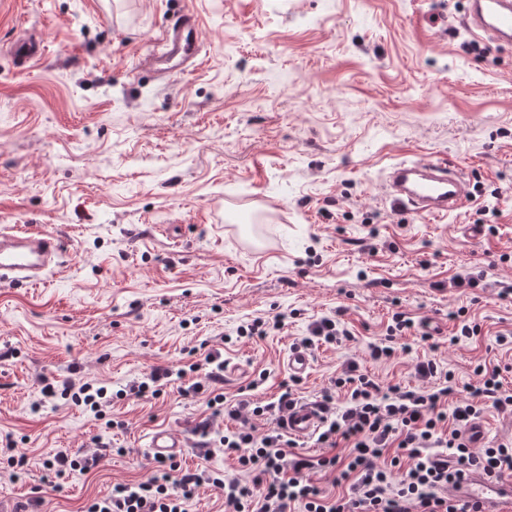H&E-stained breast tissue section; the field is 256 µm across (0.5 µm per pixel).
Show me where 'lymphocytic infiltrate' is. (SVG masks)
Returning a JSON list of instances; mask_svg holds the SVG:
<instances>
[{
  "label": "lymphocytic infiltrate",
  "mask_w": 512,
  "mask_h": 512,
  "mask_svg": "<svg viewBox=\"0 0 512 512\" xmlns=\"http://www.w3.org/2000/svg\"><path fill=\"white\" fill-rule=\"evenodd\" d=\"M204 381L187 386V393L208 390L209 403L222 407L234 426L213 433L210 421L199 422L195 433L206 454L217 449L234 452L251 483L207 470H182L137 484H119L110 495L94 501L87 512H189L197 489L210 484L224 495V512H476L464 499L450 495L472 471L499 479L512 474V441L473 450L462 434L486 409L512 414V390L505 389L499 367H481L483 382L457 397L452 374L436 360L420 362L421 377L433 381L430 389L381 387L368 374L348 367L335 385L346 393L347 404L336 409L331 394H323L317 407L323 426L316 442L323 456L295 452V440L282 426L264 435L256 433V418L277 416L296 406L292 389L267 404L244 397L224 400V362L207 353ZM200 364V365H203ZM189 370L157 366L130 392L142 397L159 393L162 386L185 378ZM44 397L61 396L92 413H100L107 390L69 380L44 383ZM332 468L349 484L348 494L326 498L313 474Z\"/></svg>",
  "instance_id": "lymphocytic-infiltrate-1"
}]
</instances>
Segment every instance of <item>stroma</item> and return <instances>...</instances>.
<instances>
[{
    "label": "stroma",
    "mask_w": 512,
    "mask_h": 512,
    "mask_svg": "<svg viewBox=\"0 0 512 512\" xmlns=\"http://www.w3.org/2000/svg\"><path fill=\"white\" fill-rule=\"evenodd\" d=\"M467 0H0V225L46 226L70 253L44 288H0V506L84 512L118 483L158 475L148 436L185 442L182 468L240 476L236 455L203 459L195 425L208 394L120 396L157 365L212 350L224 395L304 402L333 392L355 362L381 386L421 387L433 358L457 387L500 366L512 389V47L467 49ZM201 22L196 64L159 76L148 58L168 19ZM45 52L19 66L13 42ZM442 157L469 174L471 199L424 218L394 211L383 179L403 158ZM483 221L479 240L466 227ZM479 288L452 285L460 274ZM478 336L450 343L458 310ZM414 327L409 353L373 361L394 312ZM284 314L283 327L240 325ZM340 315L341 344L288 357L309 327ZM434 320L442 334L423 340ZM106 386L101 416L44 400L40 378ZM114 452L83 474L50 453L84 455L94 436Z\"/></svg>",
    "instance_id": "1"
}]
</instances>
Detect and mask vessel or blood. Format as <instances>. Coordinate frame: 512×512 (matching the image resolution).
I'll return each instance as SVG.
<instances>
[{
  "label": "vessel or blood",
  "mask_w": 512,
  "mask_h": 512,
  "mask_svg": "<svg viewBox=\"0 0 512 512\" xmlns=\"http://www.w3.org/2000/svg\"><path fill=\"white\" fill-rule=\"evenodd\" d=\"M468 31L498 46L512 44V0H468ZM200 20L192 12L174 14L165 26L152 56L155 67L171 72L188 68L198 48ZM387 194L396 210L419 216L438 217L458 210L470 198L468 182L444 160L411 159L392 164L386 173ZM68 249L58 232L42 228L0 230V286L46 284L59 269ZM321 417L309 404L289 411L285 428L290 437L306 439L317 432ZM151 454L179 458L183 441L168 430L152 434ZM477 504L478 512H512V479L501 482L475 472L458 489Z\"/></svg>",
  "instance_id": "1"
}]
</instances>
